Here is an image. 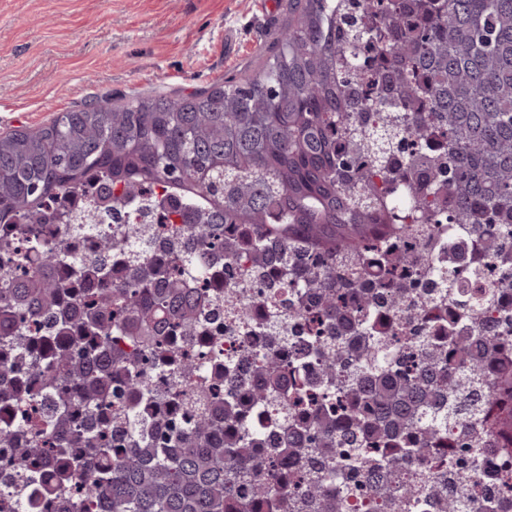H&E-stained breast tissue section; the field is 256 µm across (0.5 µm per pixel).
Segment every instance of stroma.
<instances>
[{"mask_svg": "<svg viewBox=\"0 0 512 512\" xmlns=\"http://www.w3.org/2000/svg\"><path fill=\"white\" fill-rule=\"evenodd\" d=\"M287 15L288 0H0V134L251 72Z\"/></svg>", "mask_w": 512, "mask_h": 512, "instance_id": "stroma-1", "label": "stroma"}]
</instances>
